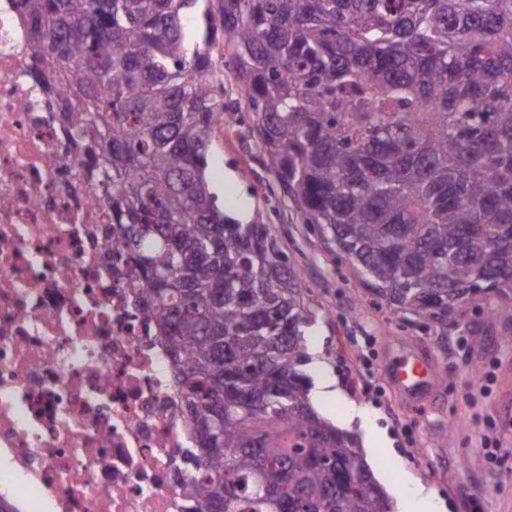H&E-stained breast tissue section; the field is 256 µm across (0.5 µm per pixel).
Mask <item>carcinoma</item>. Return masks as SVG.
I'll use <instances>...</instances> for the list:
<instances>
[{
  "label": "carcinoma",
  "mask_w": 512,
  "mask_h": 512,
  "mask_svg": "<svg viewBox=\"0 0 512 512\" xmlns=\"http://www.w3.org/2000/svg\"><path fill=\"white\" fill-rule=\"evenodd\" d=\"M16 0L104 188L201 452L199 512H393L313 408L306 285L261 212L211 190L247 124L301 224L394 310L448 321L512 289V0ZM246 100H224V76Z\"/></svg>",
  "instance_id": "carcinoma-1"
}]
</instances>
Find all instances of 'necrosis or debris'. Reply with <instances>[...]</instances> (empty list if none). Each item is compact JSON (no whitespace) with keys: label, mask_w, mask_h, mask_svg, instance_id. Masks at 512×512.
I'll return each instance as SVG.
<instances>
[{"label":"necrosis or debris","mask_w":512,"mask_h":512,"mask_svg":"<svg viewBox=\"0 0 512 512\" xmlns=\"http://www.w3.org/2000/svg\"><path fill=\"white\" fill-rule=\"evenodd\" d=\"M0 0V502L10 512H196L202 477L166 345Z\"/></svg>","instance_id":"necrosis-or-debris-1"}]
</instances>
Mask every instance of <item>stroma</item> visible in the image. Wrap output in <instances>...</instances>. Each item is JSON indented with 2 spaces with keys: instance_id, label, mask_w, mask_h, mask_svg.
Returning a JSON list of instances; mask_svg holds the SVG:
<instances>
[{
  "instance_id": "1",
  "label": "stroma",
  "mask_w": 512,
  "mask_h": 512,
  "mask_svg": "<svg viewBox=\"0 0 512 512\" xmlns=\"http://www.w3.org/2000/svg\"><path fill=\"white\" fill-rule=\"evenodd\" d=\"M207 175L226 212H263L318 314L306 337L312 381L336 380L340 398L313 396L320 415L353 432L374 477L394 502L431 489L445 512H512V315L488 318L485 296L454 324L395 311L340 254L298 223L288 201L239 133L217 131ZM425 350L438 384L425 405L408 402L387 365ZM447 446H440V439Z\"/></svg>"
}]
</instances>
